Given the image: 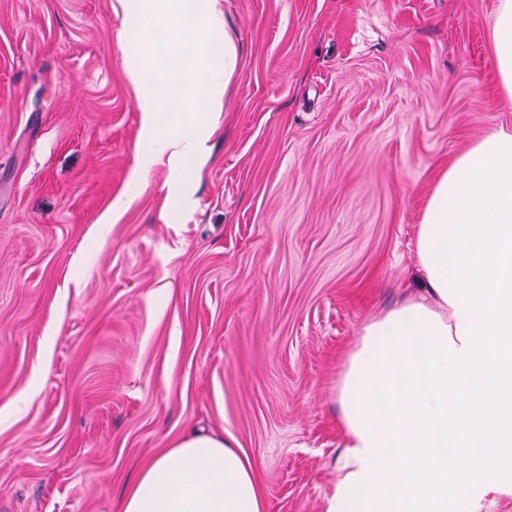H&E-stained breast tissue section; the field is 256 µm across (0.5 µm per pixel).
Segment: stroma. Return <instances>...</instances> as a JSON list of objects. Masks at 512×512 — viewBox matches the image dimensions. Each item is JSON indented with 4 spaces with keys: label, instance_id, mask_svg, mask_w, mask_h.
<instances>
[{
    "label": "stroma",
    "instance_id": "obj_1",
    "mask_svg": "<svg viewBox=\"0 0 512 512\" xmlns=\"http://www.w3.org/2000/svg\"><path fill=\"white\" fill-rule=\"evenodd\" d=\"M497 4L218 0L238 63L181 182L143 163L123 0H0V512H115L190 427L265 512H323L435 177L512 129Z\"/></svg>",
    "mask_w": 512,
    "mask_h": 512
}]
</instances>
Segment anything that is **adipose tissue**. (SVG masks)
Segmentation results:
<instances>
[{
  "label": "adipose tissue",
  "instance_id": "1",
  "mask_svg": "<svg viewBox=\"0 0 512 512\" xmlns=\"http://www.w3.org/2000/svg\"><path fill=\"white\" fill-rule=\"evenodd\" d=\"M512 99V0L490 22ZM416 285L365 323L336 392L339 478L325 512H482L512 497V131L459 153L416 228ZM232 436L186 431L118 512H264Z\"/></svg>",
  "mask_w": 512,
  "mask_h": 512
}]
</instances>
